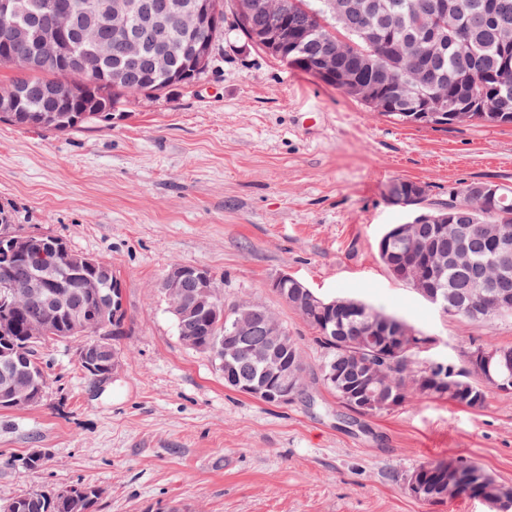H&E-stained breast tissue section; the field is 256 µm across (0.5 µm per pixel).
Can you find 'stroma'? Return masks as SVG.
I'll list each match as a JSON object with an SVG mask.
<instances>
[{"label":"stroma","instance_id":"1","mask_svg":"<svg viewBox=\"0 0 512 512\" xmlns=\"http://www.w3.org/2000/svg\"><path fill=\"white\" fill-rule=\"evenodd\" d=\"M395 179L424 186L430 209L474 181L512 188V127L394 123L231 32L201 79L129 96L111 125L0 122V208L22 234L109 260L126 311L116 372L88 379L76 342H50L41 402L0 410V503L85 483L102 491L98 512H492L422 504L405 478L466 461L512 486V392L481 410L432 398L354 413L319 378L314 331L269 286L285 272L396 316L435 338L423 365H462L489 337L512 346L511 317L443 314L390 275L378 242L413 218L386 199ZM176 263L221 275L225 302L275 314L302 348V397L272 406L225 387L157 288ZM35 450L48 460L30 471Z\"/></svg>","mask_w":512,"mask_h":512}]
</instances>
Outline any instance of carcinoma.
Returning a JSON list of instances; mask_svg holds the SVG:
<instances>
[{
    "label": "carcinoma",
    "instance_id": "cac0c4a2",
    "mask_svg": "<svg viewBox=\"0 0 512 512\" xmlns=\"http://www.w3.org/2000/svg\"><path fill=\"white\" fill-rule=\"evenodd\" d=\"M345 5L346 26L332 30L331 15L336 2ZM293 17L288 23V32L282 40L299 43V49L284 56L281 61L301 72L319 78L324 84L336 86V79L318 76V58L329 48L336 47V38H341V48L348 54L347 63L355 66L356 76L370 84L381 85L393 77L402 81L400 97L391 101L389 109L382 115L401 121V112L417 106L422 90L415 85L411 72L425 69L436 76L446 88L443 107L465 98L485 111H474L472 117L488 126L497 122L489 111H504L512 114V93L498 91L500 80L512 84V70L502 72L507 52L500 43L503 33H512V0H295ZM446 13L451 15L463 36L448 28L440 29L433 50H427L432 17ZM233 30L239 32L249 43L270 52L265 43L257 39L252 27L240 23L233 15ZM364 51L373 53V62L362 67L358 55ZM123 61L112 58L103 64V75L95 81L86 98L76 103L85 107L76 113L75 125L90 121L110 123L112 112L119 109L131 94H140L148 89L157 93L167 89L163 78L146 69L135 79L117 81L114 72ZM79 78L68 69L21 72L15 82L29 87L45 84L67 85ZM41 99L30 96L23 101L24 112H8L0 115V122L19 127L58 131L43 118ZM469 186L448 193V204L432 211L437 216L451 215L454 223L412 224L408 238L394 242L390 252L381 257L389 273L399 282H406L400 274L403 268H427L429 258L441 265L438 283L448 293V301L455 304L456 317L484 323L493 327L504 313L486 306L488 293L506 294L512 297V242L494 239L489 225L502 224L512 227V190L498 187V195L506 200H495L489 208L480 207L468 195ZM31 260L27 257L0 254V291L3 282L28 273ZM83 279H95L103 284L104 292L112 295V288L122 286L112 264L101 260L99 267H82L65 271L55 277L57 294L68 301L85 317L89 335H105L112 340V356L120 355L115 340L125 335V311L117 314L103 311V300L89 295L80 288ZM284 291L292 294L291 307L313 329L322 355L319 374L323 384L335 395L344 407L350 404L343 398L346 388L359 390L369 385L373 405L368 414L376 415L391 411L405 403L430 398H442L433 382L441 377L453 379L459 394L451 401L470 409H483L487 405V388L493 382L477 372L464 374L453 364L443 369L432 365L420 367L416 356L424 337L414 333L405 339L404 345L395 353L384 352V337L376 335L369 327L368 315L359 309L360 303L339 299L340 306L333 312L327 331H320L319 315L315 311L316 300L301 294L293 295V284L284 285ZM250 302L234 304V308L245 310ZM254 307V306H252ZM44 302L36 299L15 307L0 315L5 326L0 328V352L16 360L14 382L31 384L38 374L45 372L41 351L30 339L29 327L39 322L44 313ZM256 319L246 336H235L238 344L232 369L224 372V386L238 390L243 386L268 380L267 364L259 361L254 349H263L273 354L276 363L285 367L291 375L299 394L305 391V366L298 342L288 335V330L277 322L276 334H267V325L275 321V315L265 306L254 307ZM178 335L191 348L208 356L218 365L224 357L221 344L225 333L221 316L202 313L188 321H175ZM74 338L72 319L62 314L52 323L39 345L46 341H68ZM84 490L76 512H96L101 491L89 484ZM65 500L59 492L32 490L12 498L0 507V512H65Z\"/></svg>",
    "mask_w": 512,
    "mask_h": 512
}]
</instances>
